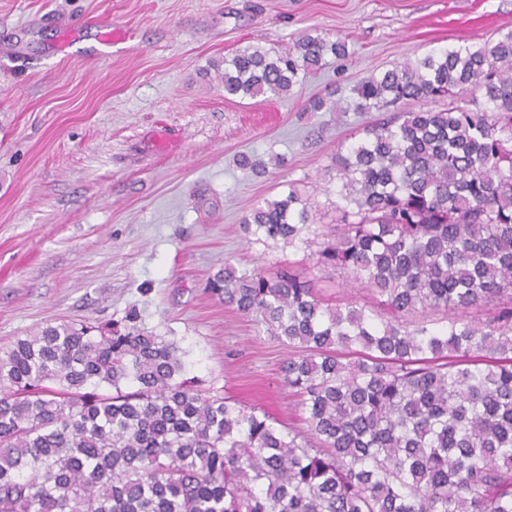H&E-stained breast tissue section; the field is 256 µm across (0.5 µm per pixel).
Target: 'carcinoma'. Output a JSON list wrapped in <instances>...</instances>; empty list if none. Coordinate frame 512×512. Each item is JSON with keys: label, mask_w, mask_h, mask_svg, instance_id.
Returning a JSON list of instances; mask_svg holds the SVG:
<instances>
[{"label": "carcinoma", "mask_w": 512, "mask_h": 512, "mask_svg": "<svg viewBox=\"0 0 512 512\" xmlns=\"http://www.w3.org/2000/svg\"><path fill=\"white\" fill-rule=\"evenodd\" d=\"M328 55L346 42L249 45L216 80L286 96ZM405 101L422 108L336 153L346 205L317 252L377 305L325 303L293 262L209 282L288 351L307 435L185 377L178 341L135 306L48 323L0 347V512H512V31L309 109ZM312 223L296 187L243 218L288 245Z\"/></svg>", "instance_id": "cac0c4a2"}]
</instances>
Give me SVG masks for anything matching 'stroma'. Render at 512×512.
I'll use <instances>...</instances> for the list:
<instances>
[{"instance_id":"stroma-1","label":"stroma","mask_w":512,"mask_h":512,"mask_svg":"<svg viewBox=\"0 0 512 512\" xmlns=\"http://www.w3.org/2000/svg\"><path fill=\"white\" fill-rule=\"evenodd\" d=\"M133 40L98 50L102 19ZM512 30V0H0V346L49 322L122 318L175 337L188 376L304 430L286 349L207 289L225 265L300 260L331 300L368 303L309 246L254 242L250 208L298 186L317 223L342 206L338 148L374 112H310L371 75ZM345 40L287 97L226 95L213 63L302 34ZM249 153L257 175L237 164Z\"/></svg>"}]
</instances>
